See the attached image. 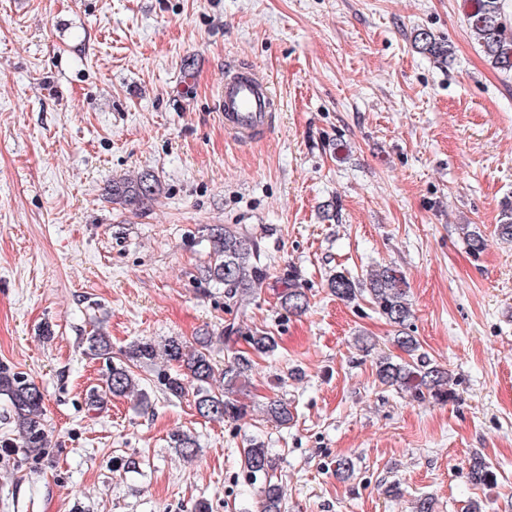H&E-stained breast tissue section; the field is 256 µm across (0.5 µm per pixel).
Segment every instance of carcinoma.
I'll return each instance as SVG.
<instances>
[{
    "mask_svg": "<svg viewBox=\"0 0 512 512\" xmlns=\"http://www.w3.org/2000/svg\"><path fill=\"white\" fill-rule=\"evenodd\" d=\"M502 0H465V14L474 39L490 63L508 73L512 71V24L502 11ZM414 43L422 53L440 66H448L453 57L452 47L428 30L414 35ZM159 184L150 175L135 179L112 181V202L133 210L143 208L159 194ZM469 251L478 255L485 248L482 234L470 224L460 227ZM498 235L512 241V201L503 205L497 225ZM206 241L210 245L212 261L204 270V278L224 286L230 298L245 297L253 293L266 277L258 265L255 243L228 225L206 227ZM331 293L342 301L354 303L367 295L378 313L394 327L393 346L406 354L397 358L381 354L375 361V375L379 383L404 394L414 401L432 399L446 403L454 399L449 389L450 374L420 351L419 340L406 331L412 316V303L408 284L401 271L392 266L370 270L359 279L342 272L328 281ZM280 306L288 314H302L309 307V297L302 288L296 271H288V287L280 295ZM239 333L235 326H227L225 334L208 333L197 338L198 348L189 351L182 340L170 338L163 345L164 358L178 364V370L165 374L161 385L167 394L180 398L193 392L195 408L200 416L223 422L237 420L248 413L249 405L243 400L244 387L249 384L253 360L249 353L271 356L278 347L274 336L266 331H255L246 337L251 352L235 351L219 369L213 362L210 348L213 343L232 341ZM89 354L105 363L101 385L86 394V405L91 410L104 408L114 397H126L138 386L131 367L156 358V345L150 340H138L124 350V359L112 361V343L99 329L86 338ZM220 379L223 389L212 390L214 380ZM0 396L8 399L17 429V438L10 447L22 448L32 456H41L48 445V428L44 413V394L40 387L20 372L0 367ZM267 419L281 426L293 418L291 406L281 398L270 399L264 408ZM171 442L186 459L195 457L198 442L187 432L172 434ZM244 470L249 480L260 483V512H284L285 497L282 484L275 475V461L269 449L253 446L245 449ZM468 477L474 485H486L493 478L488 463L474 454L469 463Z\"/></svg>",
    "mask_w": 512,
    "mask_h": 512,
    "instance_id": "carcinoma-1",
    "label": "carcinoma"
}]
</instances>
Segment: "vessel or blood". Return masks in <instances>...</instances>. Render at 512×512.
<instances>
[{
    "instance_id": "b4317fda",
    "label": "vessel or blood",
    "mask_w": 512,
    "mask_h": 512,
    "mask_svg": "<svg viewBox=\"0 0 512 512\" xmlns=\"http://www.w3.org/2000/svg\"><path fill=\"white\" fill-rule=\"evenodd\" d=\"M224 126L241 137L265 130L270 98L263 82L254 75L227 72L222 89Z\"/></svg>"
}]
</instances>
